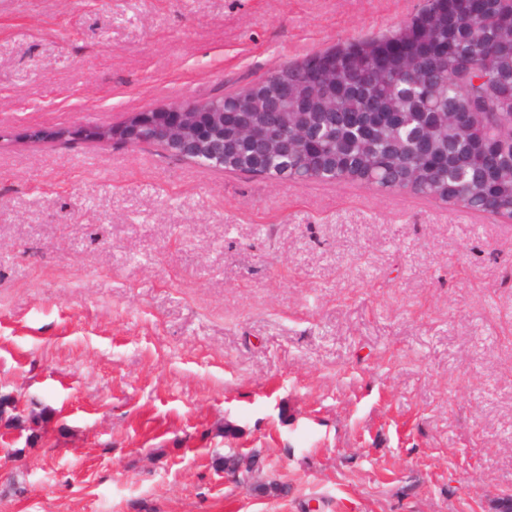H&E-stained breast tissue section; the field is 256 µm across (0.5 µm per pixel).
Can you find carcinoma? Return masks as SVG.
<instances>
[{
  "mask_svg": "<svg viewBox=\"0 0 512 512\" xmlns=\"http://www.w3.org/2000/svg\"><path fill=\"white\" fill-rule=\"evenodd\" d=\"M470 8L458 0L450 18L444 0H423L422 29L412 16L387 35L333 48L330 70L314 56L290 64L279 70L286 91L264 83L224 95V170L287 180L302 168L314 180L359 184L380 170L379 190L512 215V128L492 142L482 119L464 132L453 121L484 98L495 112L512 99V0H487L474 17ZM256 118L275 132L269 141L241 133ZM15 409L0 396L7 426L42 439L45 411ZM214 464L259 493L284 491L252 482V467L240 470L233 454Z\"/></svg>",
  "mask_w": 512,
  "mask_h": 512,
  "instance_id": "cac0c4a2",
  "label": "carcinoma"
}]
</instances>
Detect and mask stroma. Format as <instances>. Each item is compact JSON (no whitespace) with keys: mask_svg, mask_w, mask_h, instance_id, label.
Returning a JSON list of instances; mask_svg holds the SVG:
<instances>
[{"mask_svg":"<svg viewBox=\"0 0 512 512\" xmlns=\"http://www.w3.org/2000/svg\"><path fill=\"white\" fill-rule=\"evenodd\" d=\"M421 0H0V512H493L512 224L29 131L200 103ZM257 455L265 496L218 470ZM16 409L15 400L9 395L0 396V418L3 419L5 415L6 424L8 427H13L20 430H27L30 432L28 435V442L35 443L43 438L44 422L47 421L45 417L46 411L41 409L36 412L31 409L26 415L13 413Z\"/></svg>","mask_w":512,"mask_h":512,"instance_id":"stroma-1","label":"stroma"}]
</instances>
